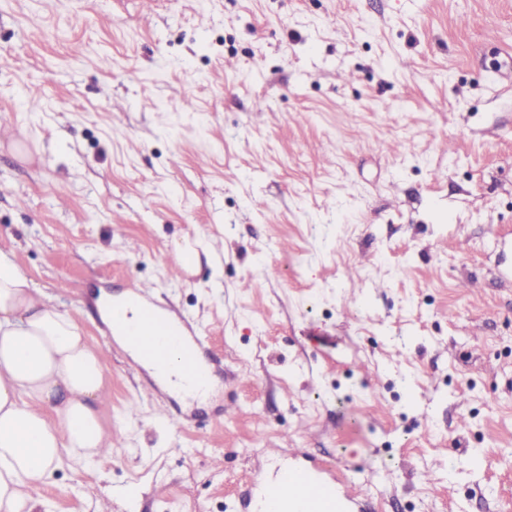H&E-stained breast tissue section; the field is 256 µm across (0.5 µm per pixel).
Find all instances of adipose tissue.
<instances>
[{"label":"adipose tissue","mask_w":512,"mask_h":512,"mask_svg":"<svg viewBox=\"0 0 512 512\" xmlns=\"http://www.w3.org/2000/svg\"><path fill=\"white\" fill-rule=\"evenodd\" d=\"M103 353L0 253V512H38L64 457H105Z\"/></svg>","instance_id":"adipose-tissue-1"}]
</instances>
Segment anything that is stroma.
Returning a JSON list of instances; mask_svg holds the SVG:
<instances>
[{"instance_id": "35a3bbf8", "label": "stroma", "mask_w": 512, "mask_h": 512, "mask_svg": "<svg viewBox=\"0 0 512 512\" xmlns=\"http://www.w3.org/2000/svg\"><path fill=\"white\" fill-rule=\"evenodd\" d=\"M509 69L512 0H0V252L107 351L112 453L46 512H238L265 447L370 512H512ZM134 288L205 405L112 345ZM173 252L176 255V262L185 268L186 271L191 270L199 259V252L197 250V243L192 242L190 239H183L182 241H173ZM140 351L141 359H134L133 367L147 371L148 364L161 358V349L167 344L177 348L183 358L181 370L182 392L200 393L210 382L212 371L201 358L196 336H126Z\"/></svg>"}]
</instances>
